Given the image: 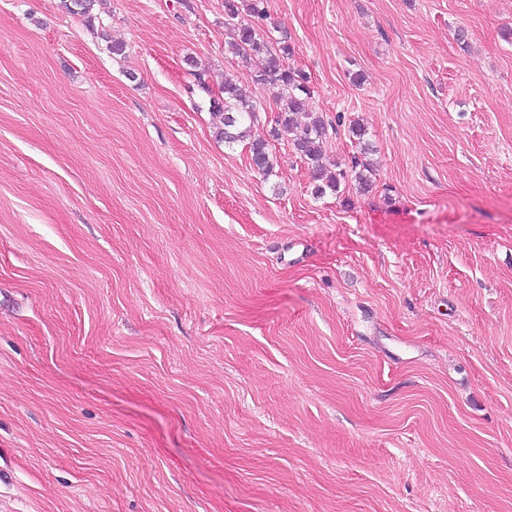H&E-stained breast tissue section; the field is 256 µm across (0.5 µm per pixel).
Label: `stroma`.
<instances>
[{"label": "stroma", "instance_id": "obj_1", "mask_svg": "<svg viewBox=\"0 0 512 512\" xmlns=\"http://www.w3.org/2000/svg\"><path fill=\"white\" fill-rule=\"evenodd\" d=\"M265 7L369 190L224 0H0V512H512V0ZM243 14L258 19L266 17L263 0H224V24L233 31L228 51L253 62V83L263 87L273 85L281 90L282 105L270 135L279 138L285 133L289 136L295 152L311 166L317 196L324 195L327 189L338 192L347 173H332L320 163L323 143L329 136V129L336 130L335 125L310 108L311 89L306 75L284 63L293 53L288 41L278 42V48L273 50ZM208 102L209 111L220 123L218 133L225 144L230 147L251 137L259 110L242 95L233 79L226 78L222 96L209 97ZM248 145L254 169L264 175L271 174L274 169V160L267 151V140L262 137H254Z\"/></svg>", "mask_w": 512, "mask_h": 512}]
</instances>
